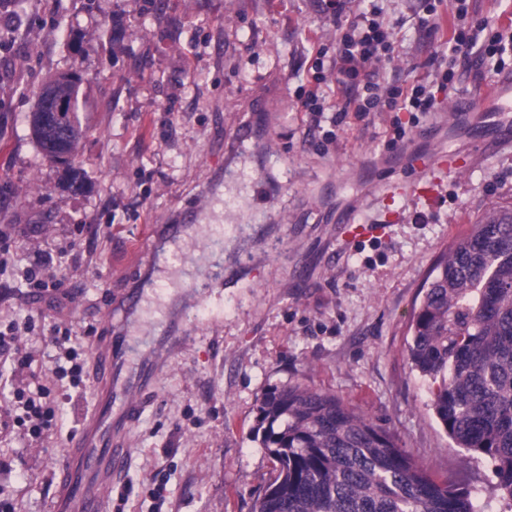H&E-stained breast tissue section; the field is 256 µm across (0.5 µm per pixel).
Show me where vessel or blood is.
Here are the masks:
<instances>
[{"instance_id":"vessel-or-blood-1","label":"vessel or blood","mask_w":512,"mask_h":512,"mask_svg":"<svg viewBox=\"0 0 512 512\" xmlns=\"http://www.w3.org/2000/svg\"><path fill=\"white\" fill-rule=\"evenodd\" d=\"M491 101L498 102L500 111L512 110V73L502 75L488 86L483 98L459 97L452 122H460L468 114L486 112ZM511 141L512 124L492 118L487 122L486 135L476 139L472 152L439 150L427 154L419 165L408 154L394 157V166L411 168L414 176L386 181L383 193L389 199L415 196L435 200L440 175L450 176L462 167L476 164L483 155ZM129 348V343L108 336L95 344V404L91 411L82 413L80 430L61 465L54 512H107L113 478L129 459L125 434L138 408L132 396L152 382V369L147 365L135 377L126 375L125 356Z\"/></svg>"}]
</instances>
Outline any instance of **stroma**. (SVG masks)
Wrapping results in <instances>:
<instances>
[{
  "instance_id": "stroma-1",
  "label": "stroma",
  "mask_w": 512,
  "mask_h": 512,
  "mask_svg": "<svg viewBox=\"0 0 512 512\" xmlns=\"http://www.w3.org/2000/svg\"><path fill=\"white\" fill-rule=\"evenodd\" d=\"M394 50L376 70L385 85L432 77L441 47L420 24L424 0H380ZM362 0H29L0 11V231L14 255L0 273V322L31 316L46 332L20 336L44 369L64 323L92 353L97 337L136 345L126 368L157 355L153 383L127 437L130 461L113 487L122 512H250L275 464L252 430L273 389L326 390L392 434L437 476L492 493L489 458L454 447L431 407L429 379L412 366L411 324L433 263L477 217L512 202V143L443 178L433 203L383 202L382 159L400 149L466 147L478 126L444 125L461 95H479L496 73L470 60L438 92V109L414 123L374 112L328 140L296 118L315 45L335 52L340 13ZM77 70L85 130L77 163L92 184L58 188L60 169L28 135L34 95L57 73ZM406 130L393 141L392 122ZM252 135L239 140L237 131ZM224 222V285L187 296L153 250L161 224L183 210ZM384 224L354 243L338 232L349 212ZM52 257L74 298L63 309L29 292L22 270ZM148 329L123 319L118 301L144 279ZM186 314L189 332L167 339L162 314ZM92 375L63 384L57 428L42 445L0 434V488L16 512H51L58 470L79 416L94 405ZM165 475L164 505L151 495Z\"/></svg>"
}]
</instances>
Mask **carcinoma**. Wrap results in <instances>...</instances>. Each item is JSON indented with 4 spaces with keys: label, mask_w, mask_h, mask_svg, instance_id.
I'll return each instance as SVG.
<instances>
[{
    "label": "carcinoma",
    "mask_w": 512,
    "mask_h": 512,
    "mask_svg": "<svg viewBox=\"0 0 512 512\" xmlns=\"http://www.w3.org/2000/svg\"><path fill=\"white\" fill-rule=\"evenodd\" d=\"M77 71L48 86L66 105L63 124L27 117L47 161L65 167L67 188L90 184L75 165L83 138ZM408 346L431 379V406L457 448L491 459L496 489L512 499V204L471 225L431 271ZM256 431L278 464L251 512H478L472 493L420 467L384 429L335 395L299 385L267 394Z\"/></svg>",
    "instance_id": "obj_1"
}]
</instances>
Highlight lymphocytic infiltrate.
<instances>
[{
	"label": "lymphocytic infiltrate",
	"instance_id": "f902f5d3",
	"mask_svg": "<svg viewBox=\"0 0 512 512\" xmlns=\"http://www.w3.org/2000/svg\"><path fill=\"white\" fill-rule=\"evenodd\" d=\"M377 5L361 11L356 17L345 20L344 33L336 57H328L326 48H318L313 58L315 86L299 98L300 122L308 130L324 132L334 138L343 130L348 117L364 119L373 112H416L428 114L435 111V92L445 89L452 77L448 69H438L433 80H420L407 87L385 86L368 81L358 83L359 67L366 62L378 63L392 51L390 32L380 19ZM453 46L477 49L481 60L493 63L495 68L505 65V55L512 53V35L493 32L485 41L465 29H455L450 39ZM37 328L34 318L11 321L0 330V358L9 361L13 370L27 372V385L12 390L7 406L13 424L32 442L40 443L57 425L56 401L53 387L56 381L69 379L80 385L84 374L83 349L73 345L69 334L52 336L57 348L58 362L51 375H43L35 354L17 344L19 336L33 333Z\"/></svg>",
	"mask_w": 512,
	"mask_h": 512
}]
</instances>
